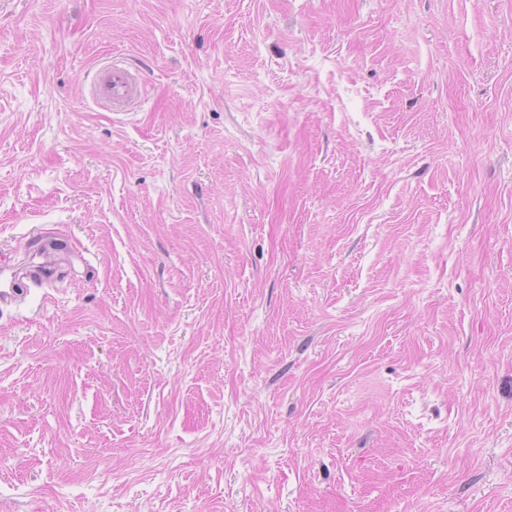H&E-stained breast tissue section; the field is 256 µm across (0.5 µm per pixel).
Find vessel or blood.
Wrapping results in <instances>:
<instances>
[{"instance_id": "1", "label": "vessel or blood", "mask_w": 512, "mask_h": 512, "mask_svg": "<svg viewBox=\"0 0 512 512\" xmlns=\"http://www.w3.org/2000/svg\"><path fill=\"white\" fill-rule=\"evenodd\" d=\"M144 93L145 85L138 72L116 56L97 68L89 88L97 105L116 113L130 111Z\"/></svg>"}]
</instances>
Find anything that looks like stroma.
<instances>
[{
  "label": "stroma",
  "mask_w": 512,
  "mask_h": 512,
  "mask_svg": "<svg viewBox=\"0 0 512 512\" xmlns=\"http://www.w3.org/2000/svg\"><path fill=\"white\" fill-rule=\"evenodd\" d=\"M34 228L0 512H512V0H0ZM144 93L145 85L138 72L116 56L97 68L89 88L97 105L117 114L130 111Z\"/></svg>",
  "instance_id": "stroma-1"
}]
</instances>
